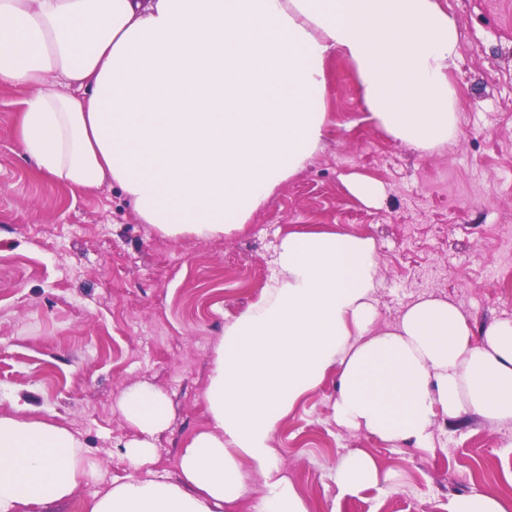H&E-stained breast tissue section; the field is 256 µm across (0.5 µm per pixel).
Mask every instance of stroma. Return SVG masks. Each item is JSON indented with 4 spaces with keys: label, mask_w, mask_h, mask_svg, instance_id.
I'll return each instance as SVG.
<instances>
[{
    "label": "stroma",
    "mask_w": 512,
    "mask_h": 512,
    "mask_svg": "<svg viewBox=\"0 0 512 512\" xmlns=\"http://www.w3.org/2000/svg\"><path fill=\"white\" fill-rule=\"evenodd\" d=\"M438 4L461 32L448 71L452 142L422 152L367 121L356 69L333 52L322 149L220 239L163 237L117 186L75 195L36 176L16 136L25 94L0 88V412L33 405L100 462L97 479L54 512H83L129 474L117 444L138 432L118 403L142 383L166 394L173 419L139 475L180 482V450L209 422L203 394L224 326L259 299L290 231L331 224L374 238L379 327L431 295L456 304L477 335L512 319L501 289L512 280V0ZM354 173L382 186L377 202L352 195ZM337 393L332 370L273 441L311 512H448L451 497L484 488L512 504V423L439 424L432 447H392L338 425ZM356 448L390 478L342 496L336 468Z\"/></svg>",
    "instance_id": "obj_1"
}]
</instances>
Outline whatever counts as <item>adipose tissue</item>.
I'll return each instance as SVG.
<instances>
[{
  "mask_svg": "<svg viewBox=\"0 0 512 512\" xmlns=\"http://www.w3.org/2000/svg\"><path fill=\"white\" fill-rule=\"evenodd\" d=\"M459 42L437 0H0V87L28 92L17 135L40 175L73 192L116 184L164 237L211 240L320 150L329 53L353 62L370 119L427 151L458 133ZM273 265L224 327L182 483L136 475L173 413L138 385L119 402L140 433L122 446L131 473L87 512H231L250 496L253 512H309L273 439L334 368L337 422L387 444L430 447L436 423L466 416L512 422V320L478 337L454 303L423 297L378 328L376 243L340 229L288 232ZM98 471L68 427L0 413V512L68 500ZM381 479L362 450L336 469L344 494Z\"/></svg>",
  "mask_w": 512,
  "mask_h": 512,
  "instance_id": "obj_1",
  "label": "adipose tissue"
}]
</instances>
